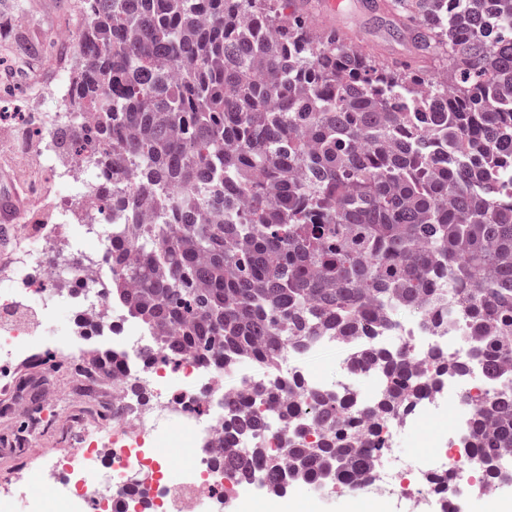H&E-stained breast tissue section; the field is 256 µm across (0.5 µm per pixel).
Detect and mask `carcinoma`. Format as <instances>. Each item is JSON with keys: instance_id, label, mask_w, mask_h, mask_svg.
Masks as SVG:
<instances>
[{"instance_id": "cac0c4a2", "label": "carcinoma", "mask_w": 512, "mask_h": 512, "mask_svg": "<svg viewBox=\"0 0 512 512\" xmlns=\"http://www.w3.org/2000/svg\"><path fill=\"white\" fill-rule=\"evenodd\" d=\"M54 134L117 180L123 205L159 206L163 224H119L110 292L131 318L172 329V353L242 352L274 366L321 334L347 343L395 304L444 300L467 321L493 377L512 362V0H383L414 56L380 61L338 31L317 32L291 0H88ZM445 57L437 79L422 63ZM389 403L418 387L389 360ZM328 436L284 437L240 456L266 418L231 406L229 479L261 469L281 484L326 475L349 486L383 439L334 434L343 404L310 392L286 408ZM475 447L504 481L512 392L489 398Z\"/></svg>"}]
</instances>
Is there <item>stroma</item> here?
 Segmentation results:
<instances>
[{
  "label": "stroma",
  "mask_w": 512,
  "mask_h": 512,
  "mask_svg": "<svg viewBox=\"0 0 512 512\" xmlns=\"http://www.w3.org/2000/svg\"><path fill=\"white\" fill-rule=\"evenodd\" d=\"M323 0H307V14L314 29L330 26L349 42L373 55L390 59L408 55L409 47L390 33L392 17L382 10H370L366 0H340L334 16L318 21ZM76 0H0V141L30 138L43 124L46 113L66 112L61 79L60 53L50 36L72 27ZM68 162L46 149L40 159L25 161L0 151V174L10 184L0 183V194L12 188L19 192L24 210L36 203L51 205L57 197L83 194L90 185V172L81 178H67ZM72 250L48 241L43 256L54 259L58 276L51 287L60 296L42 345L58 340L70 324L64 294ZM75 371L63 364L58 370H36L20 365L0 364V495L10 490L5 475L25 467L31 485H38L43 460L77 445L67 415L79 408L67 392ZM34 436L35 447H21L23 437ZM300 512H367L369 497L343 487L324 497L299 496Z\"/></svg>",
  "instance_id": "obj_1"
}]
</instances>
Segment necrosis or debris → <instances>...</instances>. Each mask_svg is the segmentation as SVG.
<instances>
[{
	"mask_svg": "<svg viewBox=\"0 0 512 512\" xmlns=\"http://www.w3.org/2000/svg\"><path fill=\"white\" fill-rule=\"evenodd\" d=\"M92 214L97 224L81 243L96 261L68 271L70 333L111 344L118 362L110 373L119 389L112 394L111 424L70 414V423L81 428L80 445L44 470L45 491L61 500L67 512H198L204 502L251 512L268 488L259 477L226 479L217 444L224 433L225 403L252 398L261 387L284 400L299 399L309 388L345 397V424L364 437L373 430L389 435L398 429L427 436L435 450L432 457L404 459L383 452L362 481L363 489L404 502L407 512H457L468 486L487 484L472 448L471 420L485 398L512 384V373L491 379L480 362L471 360L467 323L453 307L444 306L436 324L428 310L395 307L391 324L374 326L345 347L347 356L374 348L419 363L421 387L404 409L386 405L385 369L355 371L346 356L337 361L333 375L313 377L307 360L315 351L336 346V337L329 334L289 348L275 368L232 353L208 361L188 353L173 357L161 348L160 329L130 318L122 302L108 293L111 230L130 223V212L121 206L94 207ZM71 236L63 213L54 223L30 224L19 234L23 248L13 261L16 277L0 281V311L17 306L22 296L34 298L38 310L26 320L0 323V358L24 364L48 357V350L33 345L54 300L43 288L49 269L40 245L47 238L66 241ZM435 355L469 361L470 367L463 374L436 375L429 365Z\"/></svg>",
	"mask_w": 512,
	"mask_h": 512,
	"instance_id": "4bbe7bcc",
	"label": "necrosis or debris"
}]
</instances>
